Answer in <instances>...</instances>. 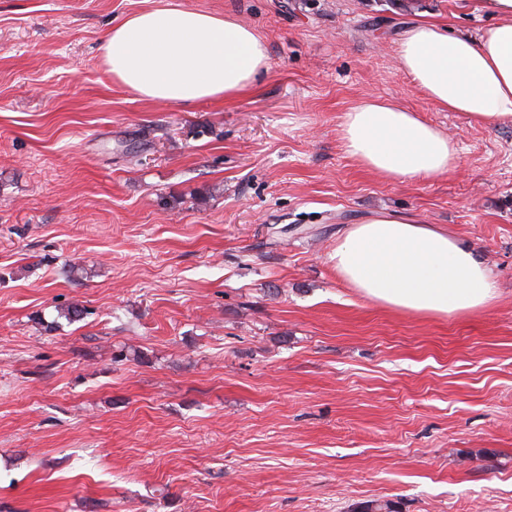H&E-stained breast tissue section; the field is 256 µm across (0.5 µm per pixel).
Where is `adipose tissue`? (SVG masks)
<instances>
[{
	"label": "adipose tissue",
	"mask_w": 512,
	"mask_h": 512,
	"mask_svg": "<svg viewBox=\"0 0 512 512\" xmlns=\"http://www.w3.org/2000/svg\"><path fill=\"white\" fill-rule=\"evenodd\" d=\"M495 19L476 36L427 20L407 24L396 43L400 67L439 109L486 127L512 124V0H476ZM102 64L113 81L148 101L188 105L231 99L269 69L262 37L231 15L180 6L128 15L106 34ZM346 152L385 179L422 182L453 170L454 139L395 101L368 98L345 112ZM329 260L337 276L370 300L445 317L480 310L499 296L485 263L433 225L381 214L354 225Z\"/></svg>",
	"instance_id": "ef3b65f1"
}]
</instances>
